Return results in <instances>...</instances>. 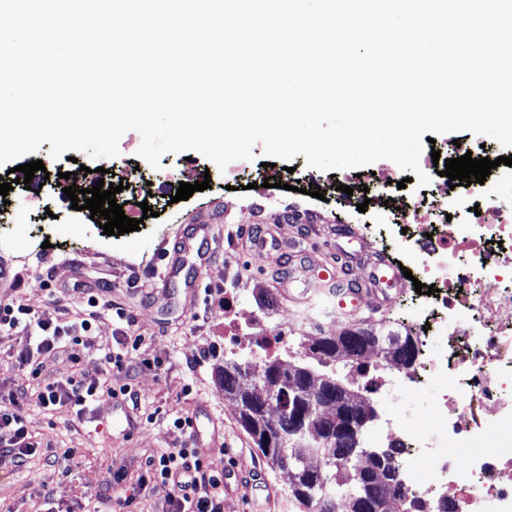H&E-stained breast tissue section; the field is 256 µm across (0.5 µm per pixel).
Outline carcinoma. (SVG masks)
<instances>
[{"label": "carcinoma", "mask_w": 512, "mask_h": 512, "mask_svg": "<svg viewBox=\"0 0 512 512\" xmlns=\"http://www.w3.org/2000/svg\"><path fill=\"white\" fill-rule=\"evenodd\" d=\"M411 337L408 331L401 334L390 330L384 322L320 336L308 344L299 362L270 357L262 371L248 380L245 370L249 354L231 351L224 355V366L218 370L224 395L237 403L240 425L270 467L289 473L291 495L305 512H438L424 502L401 510L396 507L403 500L395 463L401 450L362 445L351 450L336 444V431L346 424L350 400L360 403L355 419L361 436L375 419L376 410L363 394L342 381L332 362L342 357L356 365L368 351L400 361L403 355L392 342ZM313 383L335 400L331 411H316L319 422H305V429L317 431V439L306 432L285 430L288 415L312 403L303 390ZM351 451L354 461L348 463L344 456ZM314 458L322 466L312 467Z\"/></svg>", "instance_id": "carcinoma-1"}]
</instances>
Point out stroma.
I'll use <instances>...</instances> for the list:
<instances>
[{
    "label": "stroma",
    "instance_id": "obj_1",
    "mask_svg": "<svg viewBox=\"0 0 512 512\" xmlns=\"http://www.w3.org/2000/svg\"><path fill=\"white\" fill-rule=\"evenodd\" d=\"M262 145H255L249 168L227 189L224 172L198 152L168 153L147 176L180 183L210 180L207 190L185 201H152L153 217L120 240L105 235L94 219L73 224L55 188L60 173L74 164L95 169L100 160L78 153L76 161L53 159L54 167L40 195L22 200L15 174L0 165V183L13 184L0 206V265L10 275L0 281V304H22L34 317L54 325L85 318L92 323L93 346L81 362L91 377L113 386H129L139 409L136 427L110 398L89 405L83 415L67 406L43 408L36 396L21 406L26 428L40 444L37 454L17 467L0 468V512H108L112 473L126 472L134 485L146 458L179 447L175 419L191 416L204 436L212 437L207 458L224 471V512H301L288 491L287 472L271 469L238 421L237 405L218 383L224 361V308L234 300L239 310L256 309L258 292L275 289L277 269L305 277L315 265H333L343 240L326 231L330 224H355L359 218L337 202L336 190L324 199L281 188L274 196L282 208L266 210L246 225L235 222L248 200L260 199L269 170ZM199 225L183 254V279L165 282L163 256L171 251L184 225ZM261 228L265 249L249 243ZM280 313L268 327L288 326L286 344L297 348L309 336H333L375 323L377 314L355 318L336 315L313 302L281 300ZM125 319H118V312ZM142 339L132 349L130 339ZM131 361L160 360V367L108 374L106 354ZM81 457L70 472L56 466L65 449Z\"/></svg>",
    "mask_w": 512,
    "mask_h": 512
}]
</instances>
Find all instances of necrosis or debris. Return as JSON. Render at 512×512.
I'll use <instances>...</instances> for the list:
<instances>
[{
	"instance_id": "necrosis-or-debris-1",
	"label": "necrosis or debris",
	"mask_w": 512,
	"mask_h": 512,
	"mask_svg": "<svg viewBox=\"0 0 512 512\" xmlns=\"http://www.w3.org/2000/svg\"><path fill=\"white\" fill-rule=\"evenodd\" d=\"M420 168L449 207L455 224H435L421 196L393 184L390 169L365 174L366 191L346 197L367 203L379 219L400 215L413 232L400 261L416 270L432 294L417 314L420 360L371 392L388 421L380 447L411 451L399 477L407 499L452 503L454 512H512V165L494 180L452 185L432 159ZM457 452H449V442Z\"/></svg>"
}]
</instances>
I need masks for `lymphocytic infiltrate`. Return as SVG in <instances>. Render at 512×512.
I'll return each mask as SVG.
<instances>
[{
    "label": "lymphocytic infiltrate",
    "mask_w": 512,
    "mask_h": 512,
    "mask_svg": "<svg viewBox=\"0 0 512 512\" xmlns=\"http://www.w3.org/2000/svg\"><path fill=\"white\" fill-rule=\"evenodd\" d=\"M31 323L30 311L26 307L0 305V328L15 329ZM36 326L38 336L35 342L13 352L14 366L35 379L42 373L44 357L58 352L66 353L74 366L73 373L65 380L44 382L38 394L44 407L68 406L80 413L89 403L103 397L128 395V387L112 389L81 371L82 354L92 346L88 336L89 320L67 328L44 322ZM16 406V399H0V467L9 462H20L38 448ZM192 425L193 420L188 416L175 420V428L185 436L183 444L147 459L130 494L115 498L113 512H130L137 495L159 485L169 489L165 512H224V474L210 467L196 444Z\"/></svg>",
    "instance_id": "obj_1"
}]
</instances>
